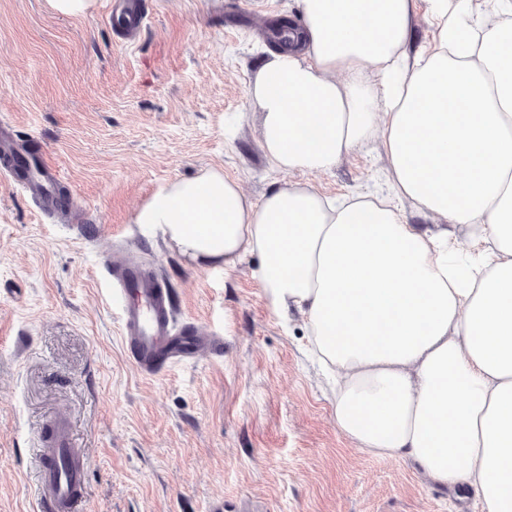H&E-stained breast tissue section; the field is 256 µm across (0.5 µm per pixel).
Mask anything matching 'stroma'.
I'll use <instances>...</instances> for the list:
<instances>
[{
	"instance_id": "stroma-1",
	"label": "stroma",
	"mask_w": 512,
	"mask_h": 512,
	"mask_svg": "<svg viewBox=\"0 0 512 512\" xmlns=\"http://www.w3.org/2000/svg\"><path fill=\"white\" fill-rule=\"evenodd\" d=\"M126 43L112 0L81 17L0 0V128L57 164L75 200L38 216L0 176V512H40L45 426L65 418L85 459L75 512H480L409 460L371 455L336 427L301 316L253 275L195 267L137 223L167 181L219 166L253 198L269 169L247 89L257 44L295 0H139ZM379 143L312 175L329 195L383 191ZM136 259L166 280L177 329L218 348L143 375L125 353L108 270Z\"/></svg>"
}]
</instances>
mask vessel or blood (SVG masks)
<instances>
[{"label": "vessel or blood", "instance_id": "vessel-or-blood-1", "mask_svg": "<svg viewBox=\"0 0 512 512\" xmlns=\"http://www.w3.org/2000/svg\"><path fill=\"white\" fill-rule=\"evenodd\" d=\"M60 174L47 156L30 163L29 178L37 184L43 208L58 211L54 189ZM112 297L121 304V330L138 368L152 374L161 354L183 352L186 341L173 323L170 290L162 276L130 263L119 268ZM52 448L47 449L40 469L42 512H74L85 487V462L70 443L68 427L56 421L51 427Z\"/></svg>", "mask_w": 512, "mask_h": 512}]
</instances>
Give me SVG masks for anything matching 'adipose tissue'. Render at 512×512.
<instances>
[{"instance_id": "1", "label": "adipose tissue", "mask_w": 512, "mask_h": 512, "mask_svg": "<svg viewBox=\"0 0 512 512\" xmlns=\"http://www.w3.org/2000/svg\"><path fill=\"white\" fill-rule=\"evenodd\" d=\"M295 2L291 44L247 91L265 160L322 173L376 141L387 193L302 180L255 199L209 168L166 182L138 221L202 269L258 258L268 305L303 317L333 378L337 428L512 512V0ZM418 6L432 39L414 50ZM405 202L434 226L408 224Z\"/></svg>"}]
</instances>
